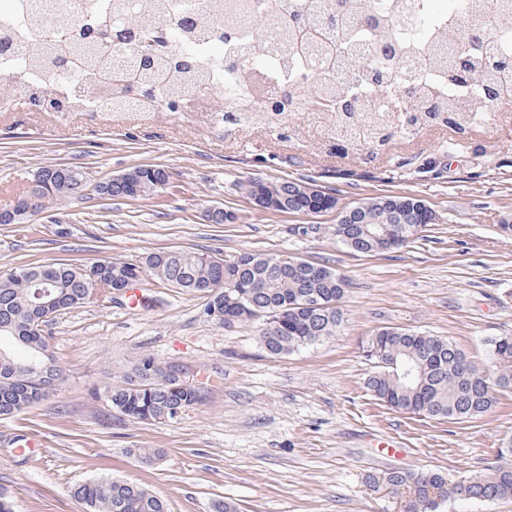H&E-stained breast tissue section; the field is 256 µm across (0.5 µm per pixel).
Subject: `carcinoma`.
<instances>
[{
	"instance_id": "1",
	"label": "carcinoma",
	"mask_w": 512,
	"mask_h": 512,
	"mask_svg": "<svg viewBox=\"0 0 512 512\" xmlns=\"http://www.w3.org/2000/svg\"><path fill=\"white\" fill-rule=\"evenodd\" d=\"M457 23L437 22L433 36L418 44L427 73L409 77L394 62L406 54L407 42L397 31L406 23L404 14L387 15L377 0H284L282 11L256 18L257 35L278 31L275 58L247 43L234 27L255 13L253 0H211L208 10L173 18L172 0H99L97 17L53 46L54 67L46 65L47 47L3 33L0 47L19 57L34 71L53 77L61 69H80L91 76L85 88L71 99L88 95L127 100L128 84L149 88L137 103L159 107L172 100L188 104L194 92L207 89L211 77L200 54L202 49L227 51V66L258 70L272 61L279 68L311 74L310 82L296 87L290 82L279 90L276 103L243 112L228 98L215 110V117L238 128L270 125L296 110L307 99L314 106L329 105L332 135L345 136L363 149L378 143L383 129L378 121H367L362 110L365 98L350 86L376 89L391 101L383 114L413 111L416 123H443L464 131L471 127L473 103L455 98L447 85H476L479 103L487 108L512 97V42L490 41L484 29L469 16L482 11L483 0H457L453 4ZM498 25L512 27V0H498ZM165 29L173 34L175 52L157 54L149 32ZM366 49L378 61L360 63L355 56ZM135 190L112 191L117 198H144L157 192L165 169L138 166ZM87 178L79 166L47 183L23 192L42 213L53 203L74 195L75 183ZM294 180H247L243 193L266 198L265 210L310 213L336 201L326 190L319 196L300 195L288 200ZM396 195L373 199L370 224H337L336 239L359 254L380 252L375 236L386 228L399 234L398 246L408 244L427 226L421 212L403 224L395 221L386 204ZM297 258L243 252L231 260L194 250H167L148 254L139 264L102 260L90 265L50 263L22 265L0 272V338L6 337L24 350L18 356L0 347V416L21 413L65 381L62 369L40 375L24 369L40 351H50L47 336L34 329L39 316L33 283L47 280V287L62 309L80 307L96 291L107 298L127 290L144 278L167 288L207 297L205 314L222 325L259 323V339L266 353L286 355L322 342L341 327L342 300L350 285L345 275L327 266L310 276L296 265ZM367 360L375 370L366 385L371 395L390 409L431 419L468 421L492 411L498 393L512 389V335L489 341L487 361L471 360L453 341L433 334L404 329H382L366 344ZM175 364L153 357L140 358L126 379L105 388L112 411L132 422L174 420L175 410L185 412L198 405L203 395L197 387L182 384L174 374ZM383 483L407 494L405 512H437L448 498L493 502L512 497V448H500L496 460L486 468L455 483L439 471L394 470ZM73 495L83 512H169L165 500L137 483L121 478L96 479L76 486Z\"/></svg>"
}]
</instances>
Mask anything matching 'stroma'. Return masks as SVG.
<instances>
[{"label": "stroma", "instance_id": "1", "mask_svg": "<svg viewBox=\"0 0 512 512\" xmlns=\"http://www.w3.org/2000/svg\"><path fill=\"white\" fill-rule=\"evenodd\" d=\"M312 114L291 124L222 131L189 112L153 120H91L84 112H0V209L30 174L79 166L84 196L50 213L0 224V270L25 264L140 263L149 253L195 249L230 259L242 252L289 254L350 281L336 336L288 355L261 347L256 325L223 327L206 297L142 281L152 305L94 295L63 311L46 334L66 380L25 412L0 417V491L14 512H81L75 484L106 477L139 483L170 512H211L229 498L240 512H403L402 496L368 477L428 469L455 480L512 444V389L495 409L468 421L399 413L365 387L361 343L386 327L454 341L472 360L489 339L512 334V105L459 134L421 126L376 155L323 141ZM170 174L148 198L104 199L93 185L137 166ZM303 179L330 189L339 206L382 195L412 196L438 215L418 239L389 252L347 250L335 213L260 209L240 182ZM224 208L231 222L206 213ZM144 356L187 375L209 376L201 404L177 420L132 423L113 414L102 392ZM41 441L37 453L17 441ZM401 447L396 456L382 445ZM151 448L150 465L132 456Z\"/></svg>", "mask_w": 512, "mask_h": 512}]
</instances>
